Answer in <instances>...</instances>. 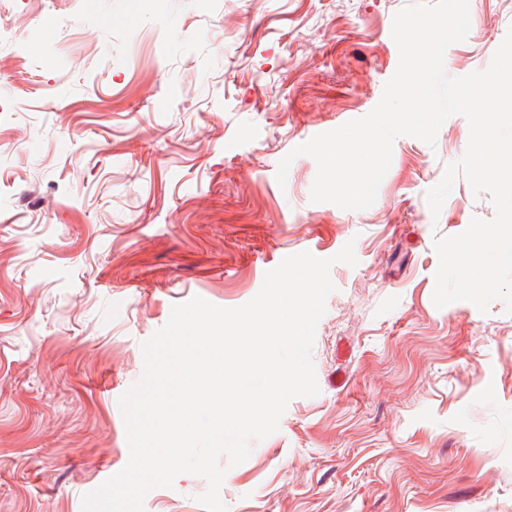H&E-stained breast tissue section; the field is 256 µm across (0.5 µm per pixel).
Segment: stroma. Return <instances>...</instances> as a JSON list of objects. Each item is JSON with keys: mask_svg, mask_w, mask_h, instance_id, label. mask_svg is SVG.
<instances>
[{"mask_svg": "<svg viewBox=\"0 0 512 512\" xmlns=\"http://www.w3.org/2000/svg\"><path fill=\"white\" fill-rule=\"evenodd\" d=\"M414 0H0V512H82L129 459L120 397L174 305L237 307L285 257L336 255L312 360L220 497L227 512H512V314L432 300L436 239L492 220L435 145L396 139L373 206L311 200L316 130L367 115ZM444 65L488 67L512 0H470ZM164 108H157V100ZM199 476L144 512H205Z\"/></svg>", "mask_w": 512, "mask_h": 512, "instance_id": "35a3bbf8", "label": "stroma"}]
</instances>
